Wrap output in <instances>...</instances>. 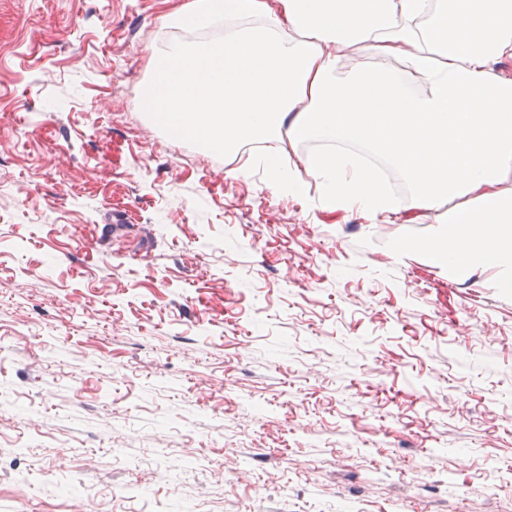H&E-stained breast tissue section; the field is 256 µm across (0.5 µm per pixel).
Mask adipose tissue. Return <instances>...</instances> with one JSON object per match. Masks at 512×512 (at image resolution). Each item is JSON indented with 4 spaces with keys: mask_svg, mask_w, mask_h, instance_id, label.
<instances>
[{
    "mask_svg": "<svg viewBox=\"0 0 512 512\" xmlns=\"http://www.w3.org/2000/svg\"><path fill=\"white\" fill-rule=\"evenodd\" d=\"M428 12L422 36L415 21ZM173 23L224 32L153 52L143 105L171 138L228 153L265 146L269 180L292 195L306 184L284 180L281 141L339 142L305 162L325 210L376 219L447 207L432 239L399 251L458 277L491 263L512 288V76L500 68L512 59V0H190ZM330 43L367 44L381 65L343 71ZM393 59L404 74L388 68ZM347 142L399 169L410 204L390 197Z\"/></svg>",
    "mask_w": 512,
    "mask_h": 512,
    "instance_id": "adipose-tissue-1",
    "label": "adipose tissue"
}]
</instances>
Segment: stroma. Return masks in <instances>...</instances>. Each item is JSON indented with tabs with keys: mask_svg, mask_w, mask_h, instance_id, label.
I'll use <instances>...</instances> for the list:
<instances>
[{
	"mask_svg": "<svg viewBox=\"0 0 512 512\" xmlns=\"http://www.w3.org/2000/svg\"><path fill=\"white\" fill-rule=\"evenodd\" d=\"M188 2L0 0V512H512L501 269L154 126Z\"/></svg>",
	"mask_w": 512,
	"mask_h": 512,
	"instance_id": "35a3bbf8",
	"label": "stroma"
}]
</instances>
